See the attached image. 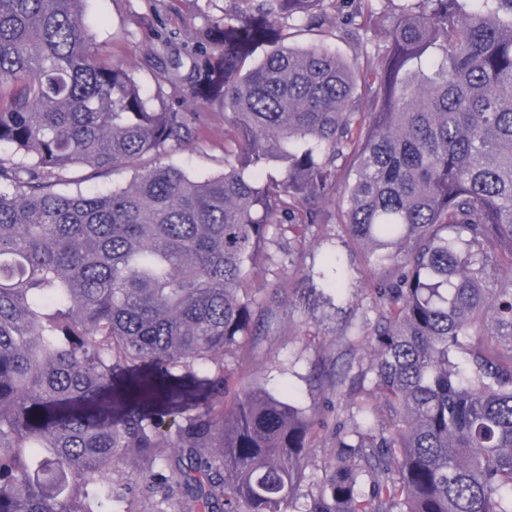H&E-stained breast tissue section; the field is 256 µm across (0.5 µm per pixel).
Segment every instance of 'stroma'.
<instances>
[{"label":"stroma","mask_w":512,"mask_h":512,"mask_svg":"<svg viewBox=\"0 0 512 512\" xmlns=\"http://www.w3.org/2000/svg\"><path fill=\"white\" fill-rule=\"evenodd\" d=\"M237 0H87L85 19L99 54L124 61L145 91H153L154 80L146 62L162 57L157 29L173 31L181 40L203 27L211 18L235 17ZM198 138L162 156L165 164H176L192 177L204 179L224 170V111L202 103ZM321 219L308 225L306 239L293 250L280 248L278 234H270L259 253L251 276V291L268 301L278 286L275 264L289 270L288 294L276 315L264 328L218 355L230 377V396L260 387L272 393L291 392L315 423L307 459V471L314 478L325 475L335 458L336 414L346 397L337 392L336 373L351 357L362 356L367 347L369 327L365 320L371 290L366 266L356 261L352 276L357 298L345 303L340 314L326 321L315 318L305 294L311 268L321 266L327 252L335 251L340 228L335 220L337 201L323 199ZM112 512H174L175 501L162 494H149L133 468L112 477Z\"/></svg>","instance_id":"35a3bbf8"}]
</instances>
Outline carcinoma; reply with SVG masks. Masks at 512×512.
<instances>
[{
    "mask_svg": "<svg viewBox=\"0 0 512 512\" xmlns=\"http://www.w3.org/2000/svg\"><path fill=\"white\" fill-rule=\"evenodd\" d=\"M84 2L0 0V512H97L127 464L178 512H512V0H403L373 71L281 36L324 35L349 3L358 38L376 0H240L187 56L166 41L152 96L95 53ZM169 86L224 108V173L150 164L197 130ZM119 167L126 186L81 188ZM337 193V223L388 276L369 362L336 379L373 388L350 386L317 481L302 408L265 389L228 405L224 371L196 369L257 326L269 230L299 240ZM351 267L309 274L336 292L321 318ZM171 449L188 463L163 467Z\"/></svg>",
    "mask_w": 512,
    "mask_h": 512,
    "instance_id": "obj_1",
    "label": "carcinoma"
}]
</instances>
